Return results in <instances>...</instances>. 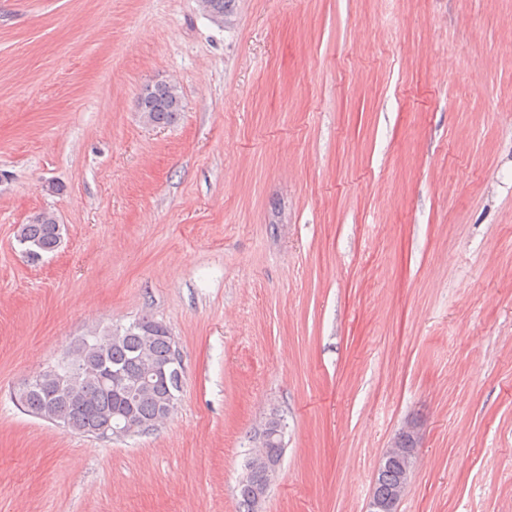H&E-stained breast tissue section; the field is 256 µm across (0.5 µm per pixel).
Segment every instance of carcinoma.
Here are the masks:
<instances>
[{
    "label": "carcinoma",
    "instance_id": "1",
    "mask_svg": "<svg viewBox=\"0 0 512 512\" xmlns=\"http://www.w3.org/2000/svg\"><path fill=\"white\" fill-rule=\"evenodd\" d=\"M235 0H203V9L212 23L224 26L232 16ZM137 107L144 119L154 126L175 122L182 112L179 88L167 81L146 84L138 98ZM57 216L51 211L34 214L19 228L18 237L28 241L39 253L54 251L57 241ZM92 345L83 357V373L76 381L74 396L53 398L40 385L27 387L16 400H24L22 408L33 416L49 421H61L68 429L91 437H100L98 429L106 418L128 417L133 423H152L160 418L164 387H141L135 393L120 397L112 393L101 380L106 368L120 367L129 377L141 376V361L136 351L146 358L163 364L172 358L171 339L167 328L155 319L143 316L122 331L94 330ZM258 474L251 469L238 482L239 512H253L252 493Z\"/></svg>",
    "mask_w": 512,
    "mask_h": 512
}]
</instances>
